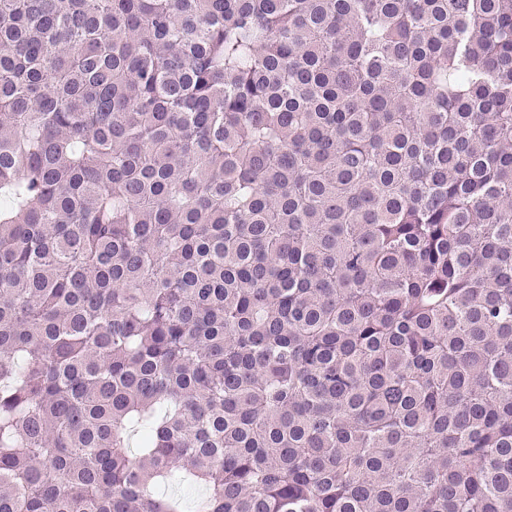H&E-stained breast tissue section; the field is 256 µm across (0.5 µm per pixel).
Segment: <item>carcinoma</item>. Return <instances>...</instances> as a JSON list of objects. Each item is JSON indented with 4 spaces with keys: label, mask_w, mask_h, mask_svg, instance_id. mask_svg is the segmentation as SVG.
<instances>
[{
    "label": "carcinoma",
    "mask_w": 512,
    "mask_h": 512,
    "mask_svg": "<svg viewBox=\"0 0 512 512\" xmlns=\"http://www.w3.org/2000/svg\"><path fill=\"white\" fill-rule=\"evenodd\" d=\"M0 512H512V0H0Z\"/></svg>",
    "instance_id": "obj_1"
}]
</instances>
